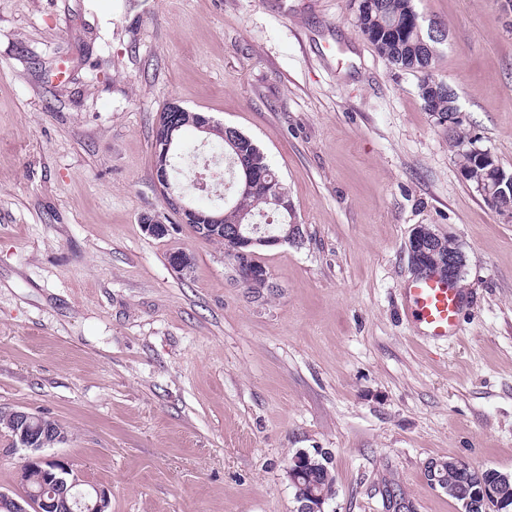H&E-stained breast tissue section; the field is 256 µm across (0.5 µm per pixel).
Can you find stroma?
<instances>
[{
	"label": "stroma",
	"mask_w": 512,
	"mask_h": 512,
	"mask_svg": "<svg viewBox=\"0 0 512 512\" xmlns=\"http://www.w3.org/2000/svg\"><path fill=\"white\" fill-rule=\"evenodd\" d=\"M413 4L443 26L464 126L512 172V0ZM419 83L354 0H0V410L63 425L50 456L110 487V512H296L299 449L331 457L325 512H387L392 488L458 512L435 459L512 473V222L461 178ZM172 101L250 137L287 187L304 238L258 252L271 287L165 206ZM419 225L466 258L462 333L435 344L404 293Z\"/></svg>",
	"instance_id": "1"
}]
</instances>
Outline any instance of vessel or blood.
<instances>
[{"label":"vessel or blood","instance_id":"obj_1","mask_svg":"<svg viewBox=\"0 0 512 512\" xmlns=\"http://www.w3.org/2000/svg\"><path fill=\"white\" fill-rule=\"evenodd\" d=\"M420 337L438 342L459 335L462 299L457 288L435 276L413 280L405 290Z\"/></svg>","mask_w":512,"mask_h":512}]
</instances>
